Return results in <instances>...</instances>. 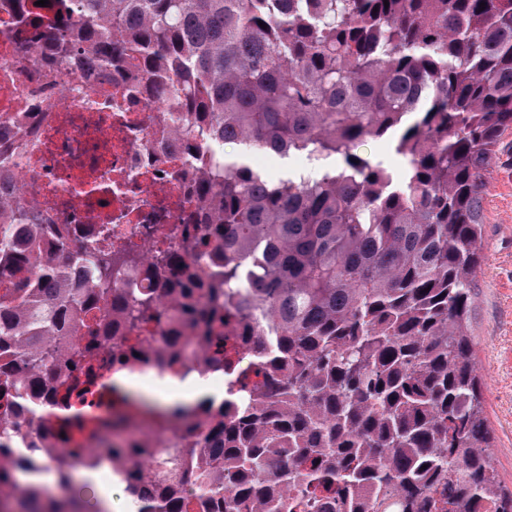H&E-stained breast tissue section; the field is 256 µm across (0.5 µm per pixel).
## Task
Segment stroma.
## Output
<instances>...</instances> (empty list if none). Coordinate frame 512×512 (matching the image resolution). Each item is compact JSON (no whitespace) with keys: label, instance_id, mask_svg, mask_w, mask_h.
<instances>
[{"label":"stroma","instance_id":"stroma-1","mask_svg":"<svg viewBox=\"0 0 512 512\" xmlns=\"http://www.w3.org/2000/svg\"><path fill=\"white\" fill-rule=\"evenodd\" d=\"M482 255L471 333L493 456L512 489V131L504 135L488 178Z\"/></svg>","mask_w":512,"mask_h":512}]
</instances>
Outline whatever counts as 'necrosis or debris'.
<instances>
[{"label":"necrosis or debris","instance_id":"necrosis-or-debris-1","mask_svg":"<svg viewBox=\"0 0 512 512\" xmlns=\"http://www.w3.org/2000/svg\"><path fill=\"white\" fill-rule=\"evenodd\" d=\"M24 34L15 0H0V142L23 140L0 176V195L32 211L38 223L62 225L76 249L108 228L107 246L138 258L115 281L118 290L156 287L151 266L141 261L145 255L176 252L185 265H204L168 234L186 224L197 202L183 168L181 125L169 105L146 93L137 61L106 75L87 60L49 73L18 60ZM137 435L157 461L162 449L199 438L198 430L167 419L139 426ZM29 438L54 458L76 449L69 462L77 473L112 481L125 469L92 454L101 435L89 429L65 433L53 420Z\"/></svg>","mask_w":512,"mask_h":512}]
</instances>
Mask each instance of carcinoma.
I'll return each instance as SVG.
<instances>
[{"label":"carcinoma","mask_w":512,"mask_h":512,"mask_svg":"<svg viewBox=\"0 0 512 512\" xmlns=\"http://www.w3.org/2000/svg\"><path fill=\"white\" fill-rule=\"evenodd\" d=\"M485 9H480V4ZM52 30L24 15L55 59L73 62L84 32L102 72L139 58L157 101L185 113L189 171L201 169L193 238L218 262L167 289L169 313L130 289L127 327L178 325L141 348L89 322L121 313L112 258L75 250L56 224H34L55 258L20 240L30 212L0 223V498L16 512H88L87 492L61 481L17 496L16 435L98 378L90 361L164 357L222 367L219 403H196L198 448H170L187 472L162 484L145 449L113 441L97 452L127 462L132 512H189L183 482L210 512H512L492 454L469 325L482 261L487 173L512 129V0H77ZM266 28H261L258 21ZM384 139L399 177L357 152ZM232 141L231 156L222 144ZM301 156L283 177L250 152ZM68 263L97 287L38 305ZM256 352L263 376L223 358L224 337ZM112 416L137 422L143 402L108 382Z\"/></svg>","instance_id":"cac0c4a2"}]
</instances>
